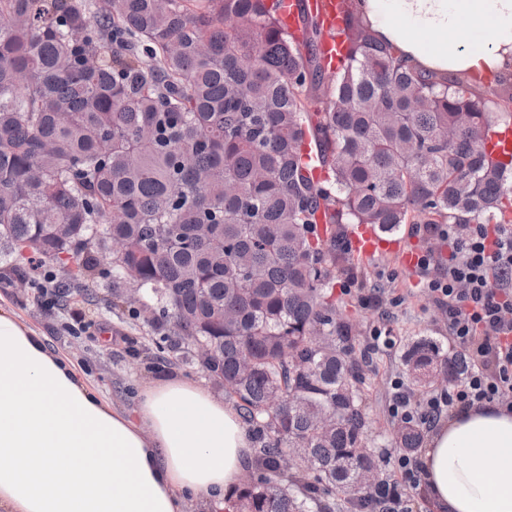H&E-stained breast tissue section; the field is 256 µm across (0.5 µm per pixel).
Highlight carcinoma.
Returning <instances> with one entry per match:
<instances>
[{
	"mask_svg": "<svg viewBox=\"0 0 512 512\" xmlns=\"http://www.w3.org/2000/svg\"><path fill=\"white\" fill-rule=\"evenodd\" d=\"M342 4L329 72L315 18L296 42L266 0H0V281L66 253L88 289L121 242L105 273L133 274L146 323L211 347L253 428L238 512H336L379 478L358 330L330 299L336 225L512 223V152L486 148L512 73L487 90L427 70ZM406 366L420 388L465 370L431 337Z\"/></svg>",
	"mask_w": 512,
	"mask_h": 512,
	"instance_id": "carcinoma-1",
	"label": "carcinoma"
}]
</instances>
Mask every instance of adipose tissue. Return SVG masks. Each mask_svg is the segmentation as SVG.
I'll return each instance as SVG.
<instances>
[{
  "label": "adipose tissue",
  "instance_id": "ef3b65f1",
  "mask_svg": "<svg viewBox=\"0 0 512 512\" xmlns=\"http://www.w3.org/2000/svg\"><path fill=\"white\" fill-rule=\"evenodd\" d=\"M379 36L426 68L512 71V0H362ZM253 462L234 406L175 375L111 405L47 337L0 305V512H236ZM435 512H512V413H452L421 457Z\"/></svg>",
  "mask_w": 512,
  "mask_h": 512
}]
</instances>
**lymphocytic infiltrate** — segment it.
Instances as JSON below:
<instances>
[{"label": "lymphocytic infiltrate", "mask_w": 512, "mask_h": 512, "mask_svg": "<svg viewBox=\"0 0 512 512\" xmlns=\"http://www.w3.org/2000/svg\"><path fill=\"white\" fill-rule=\"evenodd\" d=\"M415 235L448 247L437 274L433 257L416 255L424 288L448 312V343L468 363L466 374L448 388L415 400L403 381L393 384L394 417L436 422L443 413L500 402L512 408V226L508 224H418ZM400 476L375 482L364 501L366 512H413L407 487L419 485L418 457L397 460Z\"/></svg>", "instance_id": "f902f5d3"}]
</instances>
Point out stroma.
I'll return each mask as SVG.
<instances>
[{
	"label": "stroma",
	"mask_w": 512,
	"mask_h": 512,
	"mask_svg": "<svg viewBox=\"0 0 512 512\" xmlns=\"http://www.w3.org/2000/svg\"><path fill=\"white\" fill-rule=\"evenodd\" d=\"M348 256L360 287L337 294V309L357 324L361 346H368L373 329L381 325L394 339L391 348L368 354L362 365L372 421L365 444L374 448L383 444L394 421L392 383L407 377L404 355L423 336L447 341L448 315L424 290L419 273L405 263L401 252L383 250L364 259L352 250ZM111 285V279L100 278L92 291L72 289L59 301L51 295L38 296L31 285L15 288L1 283L0 303L10 305L25 323L44 333L50 345L67 354L93 388L120 409L132 410L136 388L170 373L212 386L203 370L184 363L183 351L156 349L155 339L173 335L171 324L150 326L133 316L129 305L111 308L95 301L94 292ZM374 296L382 297V305L371 304Z\"/></svg>",
	"instance_id": "stroma-1"
}]
</instances>
